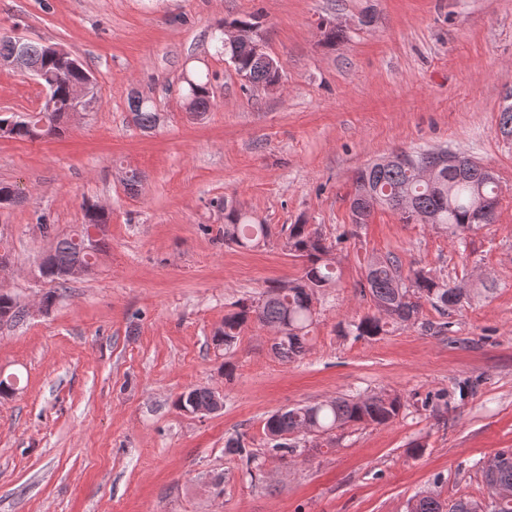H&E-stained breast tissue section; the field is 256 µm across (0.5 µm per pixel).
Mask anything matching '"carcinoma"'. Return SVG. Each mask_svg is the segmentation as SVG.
I'll return each instance as SVG.
<instances>
[{"instance_id":"cac0c4a2","label":"carcinoma","mask_w":512,"mask_h":512,"mask_svg":"<svg viewBox=\"0 0 512 512\" xmlns=\"http://www.w3.org/2000/svg\"><path fill=\"white\" fill-rule=\"evenodd\" d=\"M216 52L224 55L235 72L250 74L251 84L268 86L281 79V66H272L253 56L243 47L224 41V34L213 36ZM27 69L39 74L42 83L51 91V111L13 114L0 117V124L9 125V138L38 141L61 134V124L73 103L69 86L90 77L83 63L73 67L62 65L48 52L47 46L28 43ZM183 97L191 107L206 112L211 105V78L209 71L195 70L183 77ZM129 109L140 129L149 132L157 126L158 113L153 100L147 96L129 98ZM366 193L371 204L367 215L377 209L389 210L405 224L417 222V213L430 217L432 225L451 233L471 230L480 224L476 205L480 197L494 198L497 186L464 173H443L433 183L423 180L417 170L406 164H394L381 169L369 166L357 171L354 192ZM104 210L95 205L85 209L83 232L58 236L51 263L39 271L45 281L64 286L67 280L60 272L81 250L86 229L91 225L107 226ZM271 237L268 224H257L247 214L230 209L224 216V243L239 247H254ZM288 250L304 263L300 278L266 287L260 297L248 304L240 302L237 310L224 317V324L212 336L213 345L227 350L233 347L242 327L250 322L262 327L281 329L275 344V353L290 362L305 351L309 327L313 323L312 300L317 290L328 288L336 281L334 268L325 259L332 250L318 229L309 224H293L288 232ZM366 280L359 281L360 293L370 297L376 313L351 324L358 336H380L391 323L418 319L424 304L448 311L459 306L466 293L451 287L420 269L404 278L399 259L394 255L371 258L365 268ZM26 310L17 298L0 293V325L22 321ZM176 408L187 415L199 409L216 410L213 392L208 387L193 388L177 397ZM402 407L396 394H376L340 398L315 405H305L271 414L265 422L266 452L282 459L296 451L292 437L298 435L317 438L329 435L348 425H384L392 421ZM225 453L235 455L246 465L257 463L256 454L240 435L227 441ZM496 463L485 470L489 501L460 497L450 503L438 491L414 497L407 512H512V450L495 455Z\"/></svg>"}]
</instances>
